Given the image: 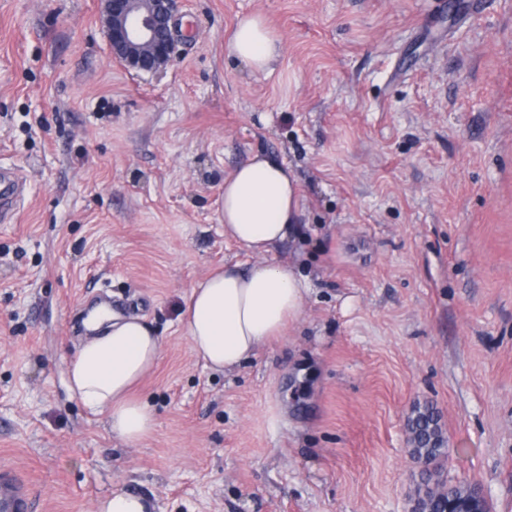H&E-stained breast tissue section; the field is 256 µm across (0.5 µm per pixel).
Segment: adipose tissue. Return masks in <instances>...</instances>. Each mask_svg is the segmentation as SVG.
I'll return each mask as SVG.
<instances>
[{"instance_id":"1","label":"adipose tissue","mask_w":512,"mask_h":512,"mask_svg":"<svg viewBox=\"0 0 512 512\" xmlns=\"http://www.w3.org/2000/svg\"><path fill=\"white\" fill-rule=\"evenodd\" d=\"M230 53L252 70L279 59L282 44L264 16L238 18ZM301 194L288 166L257 154L224 181V234L256 256L249 269L209 274L192 288L181 322L204 367L231 370L299 319L310 291L292 265L269 260L273 248L296 233ZM92 334L66 365L71 396L92 413L105 414L112 435L134 446L152 434L158 419L133 387L155 366L159 336L139 317L104 311Z\"/></svg>"}]
</instances>
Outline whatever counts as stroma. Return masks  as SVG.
Instances as JSON below:
<instances>
[{
	"label": "stroma",
	"mask_w": 512,
	"mask_h": 512,
	"mask_svg": "<svg viewBox=\"0 0 512 512\" xmlns=\"http://www.w3.org/2000/svg\"><path fill=\"white\" fill-rule=\"evenodd\" d=\"M280 38L271 70L229 57L239 16ZM177 59L115 61L98 0H0V463L36 512H408L415 407L442 472L512 512V0H178ZM296 175L301 233L278 245L301 318L230 371L180 314L195 283L253 256L224 235V180L254 154ZM107 303L155 330L130 447L72 398L65 368ZM2 184L3 187L0 193V220L2 222H10L20 205L19 181L14 173L10 172L9 176L3 173ZM439 418L432 407L425 405L417 410L412 419L411 429L414 434V458L426 455L435 461L446 453V440L439 426ZM97 507L99 512H149V504L142 497L124 491L112 492Z\"/></svg>",
	"instance_id": "stroma-1"
}]
</instances>
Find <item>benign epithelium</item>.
Wrapping results in <instances>:
<instances>
[{"label":"benign epithelium","instance_id":"benign-epithelium-1","mask_svg":"<svg viewBox=\"0 0 512 512\" xmlns=\"http://www.w3.org/2000/svg\"><path fill=\"white\" fill-rule=\"evenodd\" d=\"M177 0H100V22L112 56L124 66L156 73L178 55L173 35Z\"/></svg>","mask_w":512,"mask_h":512}]
</instances>
